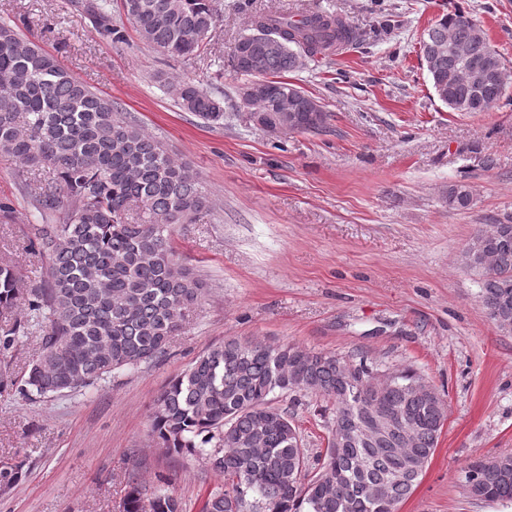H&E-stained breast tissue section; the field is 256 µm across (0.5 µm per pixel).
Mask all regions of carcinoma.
Segmentation results:
<instances>
[{"mask_svg": "<svg viewBox=\"0 0 512 512\" xmlns=\"http://www.w3.org/2000/svg\"><path fill=\"white\" fill-rule=\"evenodd\" d=\"M142 40L171 57L193 55L218 21L215 0H122ZM100 31L122 39L112 25V0L76 5ZM461 12L436 19L421 40L424 54L448 45L468 46L475 58L492 57L498 77L482 89L471 86L462 62L444 51L431 86L452 112H485L512 99L501 55L483 29L473 30ZM277 37L259 41L257 27ZM358 32L330 12L309 8L300 18L277 11L253 14L250 32L230 48L234 72L264 82L256 112L274 111L275 100L295 92L299 132L326 127L328 114L313 119V98L286 79L309 61L357 40ZM0 150L27 171L43 167L53 176L39 182L34 197L41 223L31 225L30 249L47 260L44 279L24 281L0 265V315L19 302L27 319L0 328V349L43 328L38 357L21 391L53 397L93 386L114 374L150 363L165 353L206 285L180 261L174 228L209 209V196L190 166L163 142L147 136L118 112L112 100L64 69L27 38L13 20L0 21ZM178 104L208 122L224 120L212 93L178 82ZM471 204L469 186L448 187V207ZM68 208L59 222L49 218ZM463 267L479 276L478 298L489 319L512 333V224L490 236L476 233L461 252ZM366 377L374 367L363 355L339 356L293 345L276 348L232 337L199 354L160 392L150 414L151 435L170 454L188 453L224 477L204 497L200 512H399L422 477L447 419L435 387L411 368L395 369L353 394L341 366ZM331 405L325 454L303 482L310 463L302 436L271 396L295 383ZM398 416L411 430L378 431V411ZM467 486L475 498L512 500V455L469 462ZM21 467L0 465V491L21 478ZM122 512H183L163 483L146 488L129 482Z\"/></svg>", "mask_w": 512, "mask_h": 512, "instance_id": "carcinoma-1", "label": "carcinoma"}]
</instances>
